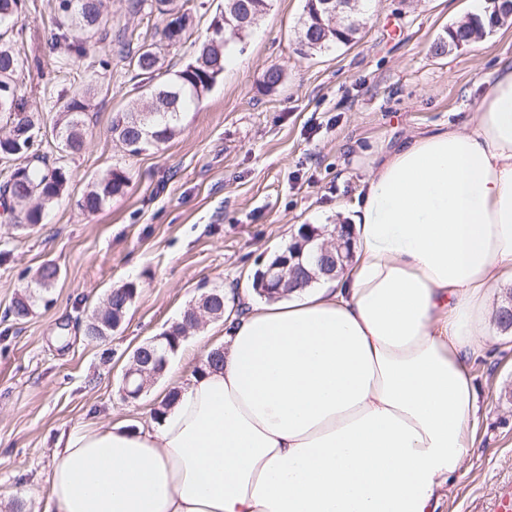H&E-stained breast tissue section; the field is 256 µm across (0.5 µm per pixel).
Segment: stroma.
Returning <instances> with one entry per match:
<instances>
[{
    "label": "stroma",
    "instance_id": "stroma-1",
    "mask_svg": "<svg viewBox=\"0 0 512 512\" xmlns=\"http://www.w3.org/2000/svg\"><path fill=\"white\" fill-rule=\"evenodd\" d=\"M189 41L163 46V69L191 59L224 0H183ZM16 46L39 57L26 75L27 111L39 113L36 146L71 178L42 224L21 229L0 215V500L22 497L46 512L60 436L87 425L148 423L170 393L221 346V320L204 318L171 354L141 397L125 400L121 377L136 348L177 322L202 292L254 273L303 226L336 221L352 204L376 148L433 124L463 119L479 103L491 71L512 61V23L444 55L432 47L467 12L468 0H376L355 43L298 52L304 0H272L251 34L229 52L224 74L185 112L173 140L127 156L110 132L112 115L142 103L149 79L103 41L85 64L52 51L57 0H22ZM110 27L159 43V14L132 13L128 0H103ZM284 79L265 91L263 71ZM93 88L88 140L60 157L53 127L63 104ZM124 168V196L86 214L92 182ZM53 263L58 281L32 315L9 309L36 270ZM133 282L138 294L120 328L89 340L87 318L110 289ZM493 342L473 366L481 392L474 444L440 512H489L497 486L512 481V331L489 321Z\"/></svg>",
    "mask_w": 512,
    "mask_h": 512
}]
</instances>
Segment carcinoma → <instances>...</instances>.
Here are the masks:
<instances>
[{
  "instance_id": "cac0c4a2",
  "label": "carcinoma",
  "mask_w": 512,
  "mask_h": 512,
  "mask_svg": "<svg viewBox=\"0 0 512 512\" xmlns=\"http://www.w3.org/2000/svg\"><path fill=\"white\" fill-rule=\"evenodd\" d=\"M132 12L155 9L169 17L163 29V38L175 45L186 39L192 26V17L178 6L177 0H130ZM270 7V0H224L223 14L230 20L240 11L251 15L249 25L241 29H228L226 33L211 32L198 46L194 57L182 69L161 75L160 51L154 44L142 43L134 51L127 52L124 59L140 74L157 83L149 89L146 102L127 112H118L112 119L111 132L126 153L138 156L142 152L157 148L180 133L181 114L193 103H198L210 91L224 72L226 51L243 41L251 26ZM345 7L351 20L343 19L333 26L324 24L315 29L300 27L298 40L306 42L309 52H317L333 45H348L357 39L359 24L357 17L368 10L366 0H347ZM21 0H0V120L8 131L0 137V158L18 160L7 179L0 185V200L4 210L14 223L23 227H35L42 221L46 206L59 199L69 181L64 166H50L46 157L35 148L39 128L34 113L26 110L18 95V78L30 65L40 66V60L21 57L10 45L13 33L21 18ZM57 30L53 49H60L67 59L76 62L84 59L91 47L104 40L107 22L103 20L101 0H59L54 17ZM484 26L468 21L457 27H448V38L439 40L434 46L437 55L451 52L460 44H466L474 36H482ZM86 95H74L63 106V117L55 124L56 140L62 152L78 153L86 140ZM130 178L121 167L106 171L94 188L83 195L82 209L90 215L100 212L106 203L126 193ZM336 265L327 259V265L304 262L307 276L302 284L310 285L326 276V266ZM58 267L52 263L42 265L36 273L35 282L48 289L58 280ZM137 293L132 283H126L107 294L102 306L85 323L84 335L90 340L109 336L118 329ZM32 296L17 298L11 308L12 316L21 321L32 312ZM192 308H186L180 319L167 329L171 341L179 342L189 334L188 317Z\"/></svg>"
}]
</instances>
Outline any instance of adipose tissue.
<instances>
[{"instance_id": "ef3b65f1", "label": "adipose tissue", "mask_w": 512, "mask_h": 512, "mask_svg": "<svg viewBox=\"0 0 512 512\" xmlns=\"http://www.w3.org/2000/svg\"><path fill=\"white\" fill-rule=\"evenodd\" d=\"M335 277L224 307V363L156 419L61 439L46 512H438L473 446L512 286V62L478 106L382 143Z\"/></svg>"}]
</instances>
